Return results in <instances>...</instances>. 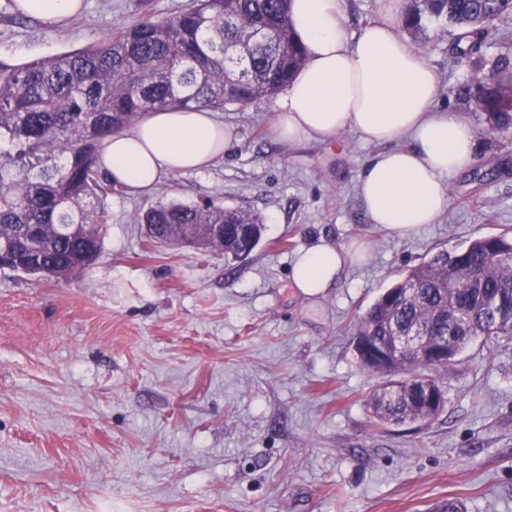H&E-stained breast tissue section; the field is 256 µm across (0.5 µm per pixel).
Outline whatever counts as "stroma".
<instances>
[{
    "instance_id": "1",
    "label": "stroma",
    "mask_w": 512,
    "mask_h": 512,
    "mask_svg": "<svg viewBox=\"0 0 512 512\" xmlns=\"http://www.w3.org/2000/svg\"><path fill=\"white\" fill-rule=\"evenodd\" d=\"M190 0H87L68 25L0 0V60L77 50L142 11ZM452 31L422 48L442 112L479 136L436 223L399 240L369 224L357 196L372 148L346 130L291 148L271 133L274 97L224 113L238 145L208 170L167 176L107 202L99 258L69 278L0 271V512H512V345L474 342L446 379L430 425L375 426L379 379L357 363L359 316L435 248L512 229V130H491L456 89ZM211 199L256 213L242 261L223 250L153 244L139 214ZM370 243L363 264L317 301L288 274L319 238Z\"/></svg>"
}]
</instances>
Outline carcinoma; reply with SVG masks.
I'll return each mask as SVG.
<instances>
[{
    "mask_svg": "<svg viewBox=\"0 0 512 512\" xmlns=\"http://www.w3.org/2000/svg\"><path fill=\"white\" fill-rule=\"evenodd\" d=\"M288 0H194L171 17L144 13L74 52L22 64L0 61V250L7 269L67 278L99 256L106 204L123 187L101 171L112 134L141 112L194 107L222 111L282 90L304 65ZM512 14V0H406L402 25L419 44L441 26L469 41L459 57L487 45ZM504 50L480 82L461 85L492 128H512V72ZM156 225L223 224L227 259L259 243L261 217L212 200L157 202L139 215ZM512 233L476 237L409 268L357 321L359 365L384 381L367 406L376 425H426L446 405L448 359L472 342L512 344Z\"/></svg>",
    "mask_w": 512,
    "mask_h": 512,
    "instance_id": "cac0c4a2",
    "label": "carcinoma"
}]
</instances>
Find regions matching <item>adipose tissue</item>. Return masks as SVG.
<instances>
[{
  "label": "adipose tissue",
  "instance_id": "ef3b65f1",
  "mask_svg": "<svg viewBox=\"0 0 512 512\" xmlns=\"http://www.w3.org/2000/svg\"><path fill=\"white\" fill-rule=\"evenodd\" d=\"M27 15L58 27L84 0H17ZM405 0H379L380 17L349 35L343 0H288L305 65L275 100L274 137L296 147L353 131L374 148L359 175L358 200L369 223L399 239L435 223L448 205V180L475 160L477 134L460 114L441 112L435 69L403 38ZM237 141L216 113L144 112L113 134L102 169L117 184L149 193L164 177L210 167ZM367 241L327 240L301 250L290 281L309 299L337 285L363 262Z\"/></svg>",
  "mask_w": 512,
  "mask_h": 512
}]
</instances>
